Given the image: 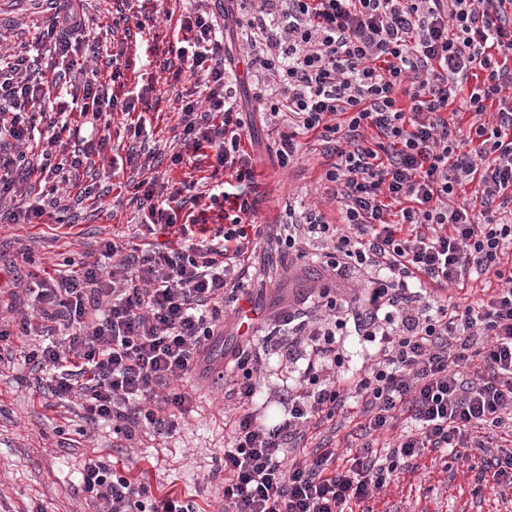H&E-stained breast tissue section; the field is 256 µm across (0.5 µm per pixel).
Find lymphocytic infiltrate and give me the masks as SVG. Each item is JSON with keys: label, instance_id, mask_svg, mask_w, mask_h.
<instances>
[{"label": "lymphocytic infiltrate", "instance_id": "obj_1", "mask_svg": "<svg viewBox=\"0 0 512 512\" xmlns=\"http://www.w3.org/2000/svg\"><path fill=\"white\" fill-rule=\"evenodd\" d=\"M250 2L258 62L275 80L270 112L287 113L294 134L334 143L338 157L325 179L336 186L339 223L308 209L278 242L299 259L304 242H320L326 283L359 277L363 285L346 298L326 300L324 286L299 297L328 320L284 346L286 363L303 352L307 364L299 374L285 371L270 399L282 419L246 411L233 421L223 500L227 512H344L380 490L401 459L470 447L483 425L512 430V217L492 209L512 190V0ZM83 29L77 9L57 8L45 43L61 61L52 84L76 66L74 39ZM175 32L176 61L202 77L209 107L184 100L183 149L167 160H213L223 182L205 197L140 180L142 227L176 229L183 245L126 253L103 241L100 260L45 271L27 287L18 325L40 338L28 354L49 371L37 380L39 392L79 400L88 425L114 422L129 441L143 429L169 434L189 412L191 395L173 383L212 364L211 349L224 338V298L248 296L244 279L257 245V179L226 80L224 32L206 11L181 18ZM173 62L163 61L161 71ZM25 68L0 53V199L39 196L10 213L16 224L59 209L47 174L94 167L108 145L102 126L136 109L135 93L121 99L101 77L88 78L78 104L82 149L57 155L55 132L46 148L34 149L45 94L24 78ZM488 112L493 121H484ZM469 182L480 223L459 199ZM199 206L219 219L201 237L189 230ZM480 278L488 286L473 303L444 298L449 286ZM349 332L377 346L357 369L345 363ZM224 366L238 374L233 395L252 400L261 373L252 341L225 355ZM354 395L365 400L366 432L394 427L402 415L416 429L385 460L364 452L346 468L335 467L333 449L301 448L310 425L333 419ZM81 483L95 512H200L172 492L147 500L136 477L100 458L84 463Z\"/></svg>", "mask_w": 512, "mask_h": 512}]
</instances>
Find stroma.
I'll return each mask as SVG.
<instances>
[{"mask_svg": "<svg viewBox=\"0 0 512 512\" xmlns=\"http://www.w3.org/2000/svg\"><path fill=\"white\" fill-rule=\"evenodd\" d=\"M223 2L226 66L238 78V103L250 115L244 139L260 173L253 197L254 221L262 234L254 257L256 274L249 284L258 317L251 337L264 346L262 360L269 370L266 382L271 385L277 381L279 367L276 347L286 337L282 322L288 314V299L307 293L321 273L318 264H295L278 247L274 234L288 222L289 212L304 205L324 213L329 222H337L339 205L331 184L323 178L331 158L315 137L300 136L293 163L285 168L278 165L273 150L289 128L282 117L265 112L259 98L268 79L260 67L248 64L246 48L255 34L247 24V0ZM73 5L85 15L84 43L98 51L97 57H81V65L104 75L120 69L114 85L120 96L140 84L143 75L154 72L155 59L167 57L181 15L215 8L213 0H73ZM55 6V0H0V46L13 56L37 55L42 65H54V58L43 54L36 37L46 30ZM144 19L150 20L151 31L138 28V21ZM116 42L124 47L118 57L112 54ZM194 88V78L186 73L176 81L157 78L153 91L136 105V114L146 121L145 149L168 155L179 151L180 97ZM159 175L175 188L194 183L199 192L218 181L205 161L165 164ZM90 180L95 191L90 199L77 197L75 189L60 185L63 208L56 221L0 222L1 304L9 303L11 292L21 290L29 273L70 261H93L104 239L133 242L142 219L136 170L113 166L106 157L98 161ZM36 376L23 351L0 361V512H92L79 483L84 461L95 454L120 460L132 475L142 477L153 497L173 487L192 495L202 512H218L224 489V450L230 444L226 420L241 411L219 375L186 376L183 385L192 395L191 413L169 437L142 433L132 448L108 424L94 436L81 435L85 421L79 406L57 403L41 394ZM361 410V404L348 400L331 421L309 431L305 446L335 449L340 459L354 456L367 445L385 454L395 444L397 431L366 433L360 426ZM484 466V455L476 448L462 449L456 459L417 458L354 510L512 512V485L480 480Z\"/></svg>", "mask_w": 512, "mask_h": 512, "instance_id": "1", "label": "stroma"}]
</instances>
